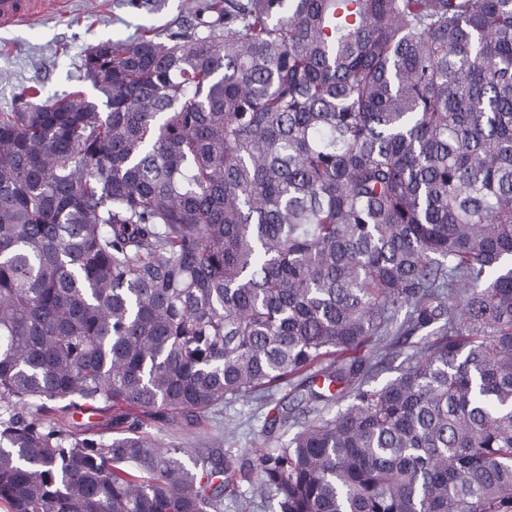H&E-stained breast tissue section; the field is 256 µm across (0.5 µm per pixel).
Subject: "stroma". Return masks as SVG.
Masks as SVG:
<instances>
[{"label":"stroma","instance_id":"35a3bbf8","mask_svg":"<svg viewBox=\"0 0 512 512\" xmlns=\"http://www.w3.org/2000/svg\"><path fill=\"white\" fill-rule=\"evenodd\" d=\"M181 0H167L159 13L148 12L136 0H67L63 12L49 13L32 22L0 29V112L10 110L17 86L34 85L51 100L78 84L85 52L100 41L134 35L144 25L165 28L178 16ZM267 408L245 400L225 402L223 418L232 432L215 441L206 425L152 427L160 446L179 442L196 456L235 466L253 459L263 448Z\"/></svg>","mask_w":512,"mask_h":512}]
</instances>
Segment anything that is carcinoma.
Instances as JSON below:
<instances>
[{
  "instance_id": "carcinoma-1",
  "label": "carcinoma",
  "mask_w": 512,
  "mask_h": 512,
  "mask_svg": "<svg viewBox=\"0 0 512 512\" xmlns=\"http://www.w3.org/2000/svg\"><path fill=\"white\" fill-rule=\"evenodd\" d=\"M83 71L0 112L8 512H512V0H182ZM283 387L246 467L143 430ZM419 341L420 336L409 337L401 348V355L398 356L397 358L386 361L382 365V367L379 370V375L376 377L375 381H373V384L380 385L398 376V372L403 360L407 356L416 353V351L421 345Z\"/></svg>"
}]
</instances>
